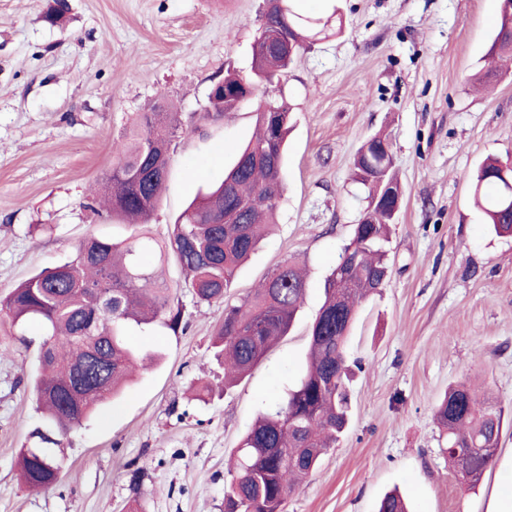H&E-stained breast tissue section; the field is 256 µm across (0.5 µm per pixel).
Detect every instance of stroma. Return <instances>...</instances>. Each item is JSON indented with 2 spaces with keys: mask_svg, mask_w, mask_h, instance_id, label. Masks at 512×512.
I'll return each mask as SVG.
<instances>
[{
  "mask_svg": "<svg viewBox=\"0 0 512 512\" xmlns=\"http://www.w3.org/2000/svg\"><path fill=\"white\" fill-rule=\"evenodd\" d=\"M0 0V296L71 259L86 237H168L207 183L252 137L256 106L204 119L211 86L248 75L265 0ZM333 34L297 55L266 96L293 106L277 224L237 270L224 303L198 301L168 259L163 276L186 329L152 327L132 343L161 360L140 371L62 440L61 477L33 490L20 449L43 423L32 396L38 324L0 313V512H224L227 459L258 414L302 376L323 280L368 202L354 159L390 139L402 205L388 243L391 277L362 300L347 340L359 363L347 431L291 493L284 512H377L400 492L411 512H502L512 478V236L472 205L489 157L512 160V68L487 89L483 65L501 0H296ZM179 114L166 189L147 226L113 221L90 193L112 144L141 112ZM306 266L291 331L233 388L211 357L225 304L278 265ZM471 382L502 411L495 463L476 488L444 454L435 410Z\"/></svg>",
  "mask_w": 512,
  "mask_h": 512,
  "instance_id": "stroma-1",
  "label": "stroma"
}]
</instances>
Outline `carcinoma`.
I'll list each match as a JSON object with an SVG mask.
<instances>
[{
    "label": "carcinoma",
    "instance_id": "carcinoma-1",
    "mask_svg": "<svg viewBox=\"0 0 512 512\" xmlns=\"http://www.w3.org/2000/svg\"><path fill=\"white\" fill-rule=\"evenodd\" d=\"M330 29L331 19L303 15L292 0H279L264 12L250 74L228 75L215 83L203 118L221 119L256 97L288 70L305 41ZM510 55L512 14L503 12L489 57ZM272 107L281 110L282 120L272 118ZM292 111L282 98L260 101L254 137L237 152L224 177L186 207L167 240L87 238L75 258L42 269L0 300V312L13 324L38 321L46 332L39 353L41 376L33 392L48 426L31 433L35 447L20 449V477L26 486H53L61 465L47 448L59 445L56 436L115 398L135 364L160 358L159 352L130 342L129 324L158 322L175 335L186 329L182 308L171 304V286L159 271L167 254L179 260L198 301L224 302L239 265L256 249L279 207ZM178 129L177 113L161 101L141 113L115 143L112 174L104 178L100 201L111 217L148 224L165 189ZM387 144L375 136L358 153L356 176L367 189L370 222L355 225L350 243L324 280L325 301L311 326L309 360L299 383L258 418L237 455L228 460L231 479L224 488V512H282L297 481L312 473L347 427L348 333L357 305L390 276L385 243L395 200L387 194L399 189V183L392 155L381 154ZM501 167L497 161L480 166L473 199L496 232L512 234V194L498 175ZM146 251L155 253L158 263L142 264L140 255ZM305 291L304 273L288 261L240 304L224 306V321L211 343L224 366V386L244 378L287 334ZM436 419L448 437V461L469 488L476 487L495 461L486 449L498 447L501 411L460 383L448 389ZM378 512L408 510L393 492L382 498Z\"/></svg>",
    "mask_w": 512,
    "mask_h": 512
}]
</instances>
